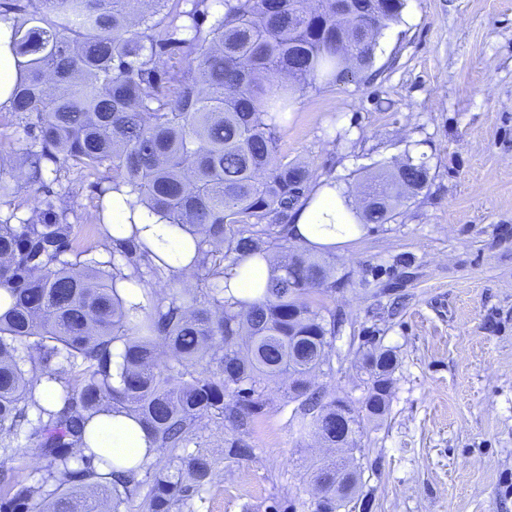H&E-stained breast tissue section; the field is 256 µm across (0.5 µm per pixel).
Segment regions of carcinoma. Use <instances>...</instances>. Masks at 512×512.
<instances>
[{"mask_svg": "<svg viewBox=\"0 0 512 512\" xmlns=\"http://www.w3.org/2000/svg\"><path fill=\"white\" fill-rule=\"evenodd\" d=\"M403 0H0L19 79L7 112L26 145L29 188L0 175V512H197L215 477L210 454L188 451L204 420L246 429L265 383L286 377L294 418L327 448L355 445L365 419L389 407L396 356L369 350L361 414L336 441V399L308 386L331 367L340 324L313 295L336 288L327 262L294 241L291 210L312 179L278 158L286 114L307 88L354 78L373 63ZM178 52L184 64L166 67ZM367 181L362 224H385L429 181L425 160ZM89 182L86 223L111 220L112 193L187 232L196 285H154L172 266L132 231L103 258L81 243L74 206L47 191L61 173ZM276 256L263 299L225 296L247 256ZM127 282L146 303L118 292ZM45 382L49 404L35 397ZM134 418L163 454L115 472L85 442L101 412ZM49 460L21 475L13 443ZM225 455L248 460L241 438ZM345 472L336 483V471ZM313 512H337L361 468L344 457L312 471Z\"/></svg>", "mask_w": 512, "mask_h": 512, "instance_id": "1", "label": "carcinoma"}]
</instances>
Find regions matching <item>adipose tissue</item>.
<instances>
[{
    "instance_id": "1",
    "label": "adipose tissue",
    "mask_w": 512,
    "mask_h": 512,
    "mask_svg": "<svg viewBox=\"0 0 512 512\" xmlns=\"http://www.w3.org/2000/svg\"><path fill=\"white\" fill-rule=\"evenodd\" d=\"M112 224L124 237L132 228H139L141 240L149 247L173 253L176 272L189 271L194 254L192 235L172 228L142 208L130 207L126 195L120 193L112 196ZM291 232L297 242L324 251L348 244L361 228L352 198L342 186L331 182L309 193L293 215ZM272 273L270 258H243L227 281L228 291L240 300H259ZM86 439L95 451L111 456L113 463L122 468L137 465L153 450L148 433L123 413L105 412L94 417L86 427Z\"/></svg>"
}]
</instances>
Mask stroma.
<instances>
[{
	"mask_svg": "<svg viewBox=\"0 0 512 512\" xmlns=\"http://www.w3.org/2000/svg\"><path fill=\"white\" fill-rule=\"evenodd\" d=\"M279 154L351 193L406 158L430 168L390 221L323 253L342 326L315 385L356 401V350L398 358L385 418L357 435L344 512H512V0H406L360 78L307 89ZM267 393L252 459L226 457L231 427L202 430L216 478L199 512H265L274 496L312 512L309 474L332 452L297 430L281 383Z\"/></svg>",
	"mask_w": 512,
	"mask_h": 512,
	"instance_id": "obj_1",
	"label": "stroma"
}]
</instances>
